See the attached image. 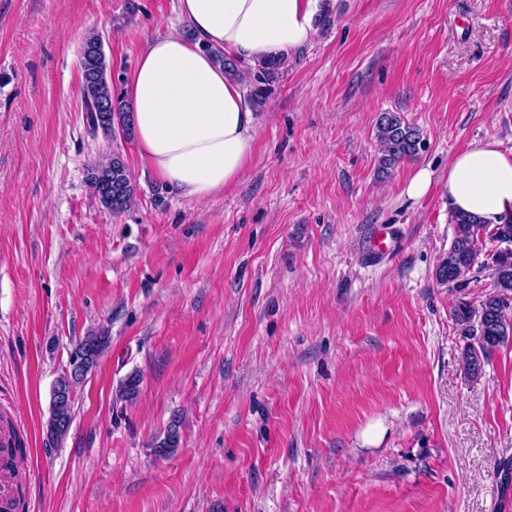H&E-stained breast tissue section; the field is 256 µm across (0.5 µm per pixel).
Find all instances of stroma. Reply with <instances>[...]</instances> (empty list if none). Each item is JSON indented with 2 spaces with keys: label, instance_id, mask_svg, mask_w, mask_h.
Segmentation results:
<instances>
[{
  "label": "stroma",
  "instance_id": "stroma-1",
  "mask_svg": "<svg viewBox=\"0 0 512 512\" xmlns=\"http://www.w3.org/2000/svg\"><path fill=\"white\" fill-rule=\"evenodd\" d=\"M330 11L257 112L240 181L197 203L81 112L85 35L130 77L149 39L189 33L178 0H0V408L27 434V512H512V344L467 381L452 315L491 292V269L435 278L453 156L482 140L512 152V0ZM383 111L426 145L381 180ZM115 147L139 186L120 216L85 182ZM424 167L431 189L408 198ZM375 227L382 260L366 254ZM102 326L110 345L52 443V384ZM175 412L180 446L158 457Z\"/></svg>",
  "mask_w": 512,
  "mask_h": 512
}]
</instances>
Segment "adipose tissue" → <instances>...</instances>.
Masks as SVG:
<instances>
[{"label": "adipose tissue", "mask_w": 512, "mask_h": 512, "mask_svg": "<svg viewBox=\"0 0 512 512\" xmlns=\"http://www.w3.org/2000/svg\"><path fill=\"white\" fill-rule=\"evenodd\" d=\"M320 0H178L191 33L149 40L128 84L141 163L196 202L235 185L249 165L256 118L214 53L257 62L308 43ZM451 210L490 225L512 219V155L479 141L448 165Z\"/></svg>", "instance_id": "1"}]
</instances>
